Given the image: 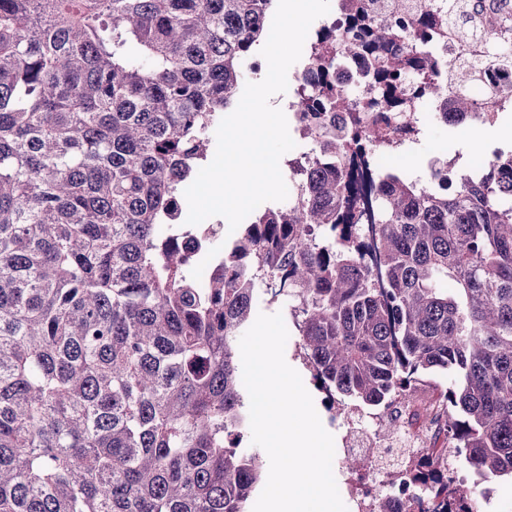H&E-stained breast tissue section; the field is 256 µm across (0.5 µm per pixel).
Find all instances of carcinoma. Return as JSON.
<instances>
[{"mask_svg":"<svg viewBox=\"0 0 512 512\" xmlns=\"http://www.w3.org/2000/svg\"><path fill=\"white\" fill-rule=\"evenodd\" d=\"M273 0H0V512H249L263 482L247 441L238 342L253 321L251 273L296 309L317 386L379 406L441 372L447 433L476 480L512 477V177L460 175L446 194L389 174L369 153L390 133L350 112L336 81L347 54L376 97L407 112L426 94L465 114L471 65L440 76L418 37L442 22H373L339 0L292 104L333 163L300 201L241 227L201 288L178 236L160 231ZM485 17L484 0H448ZM432 512H472L446 449L407 472Z\"/></svg>","mask_w":512,"mask_h":512,"instance_id":"cac0c4a2","label":"carcinoma"}]
</instances>
